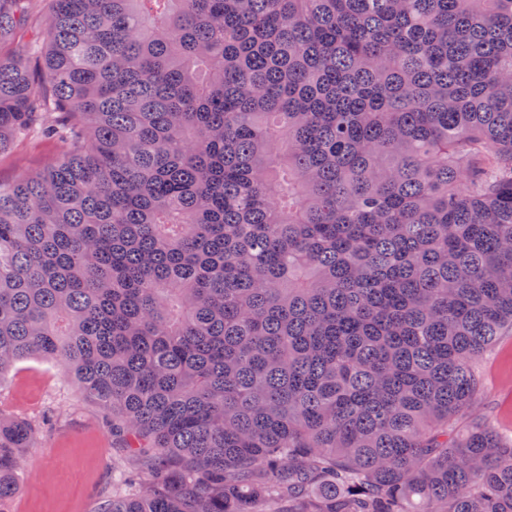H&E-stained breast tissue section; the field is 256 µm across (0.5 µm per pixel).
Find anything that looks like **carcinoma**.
Wrapping results in <instances>:
<instances>
[{"label": "carcinoma", "instance_id": "cac0c4a2", "mask_svg": "<svg viewBox=\"0 0 512 512\" xmlns=\"http://www.w3.org/2000/svg\"><path fill=\"white\" fill-rule=\"evenodd\" d=\"M0 382L148 477L96 512H512L453 421L512 328V0H0ZM0 410V506L37 444ZM59 139H16L0 154V181L8 183L27 172L37 170L65 150Z\"/></svg>", "mask_w": 512, "mask_h": 512}]
</instances>
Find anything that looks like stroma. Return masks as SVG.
<instances>
[{
  "instance_id": "1",
  "label": "stroma",
  "mask_w": 512,
  "mask_h": 512,
  "mask_svg": "<svg viewBox=\"0 0 512 512\" xmlns=\"http://www.w3.org/2000/svg\"><path fill=\"white\" fill-rule=\"evenodd\" d=\"M64 150L55 138L15 140L0 154V181L37 170ZM474 368L482 381L474 417L512 438V333L477 357ZM0 410L39 429L37 446L22 454L19 490L0 512H94L133 465L112 436L109 412L66 383L55 361L16 363L0 387Z\"/></svg>"
}]
</instances>
